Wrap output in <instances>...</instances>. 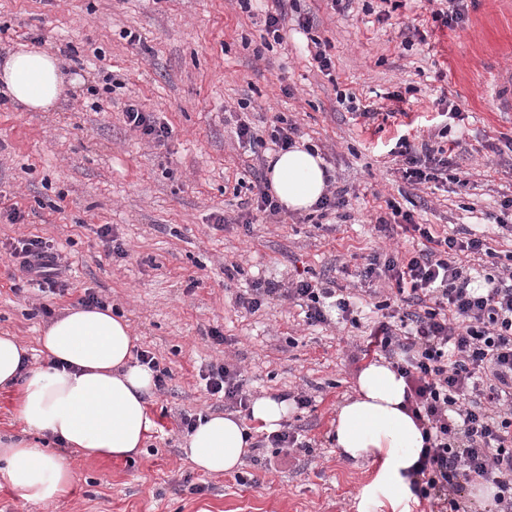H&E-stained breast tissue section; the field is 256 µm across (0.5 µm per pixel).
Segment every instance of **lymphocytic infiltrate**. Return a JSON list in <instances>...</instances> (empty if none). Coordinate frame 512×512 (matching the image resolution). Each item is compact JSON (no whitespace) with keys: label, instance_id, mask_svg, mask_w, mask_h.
Segmentation results:
<instances>
[{"label":"lymphocytic infiltrate","instance_id":"obj_1","mask_svg":"<svg viewBox=\"0 0 512 512\" xmlns=\"http://www.w3.org/2000/svg\"><path fill=\"white\" fill-rule=\"evenodd\" d=\"M391 154L412 184L438 180L452 165L443 148L405 136ZM398 228L418 233L422 249L379 252L359 278L379 282V308L396 300L405 306L398 319L373 323L365 349L394 358L425 426V446L410 472L412 489L429 503L430 512H469L465 486L480 479L496 488L489 512H512V266L492 277L489 287L473 288L457 257L462 252L493 256L482 239L433 236L397 206L375 221L376 231L387 237ZM11 256L49 292L64 291L62 256L41 237L18 239ZM276 295L302 302L311 324L326 322L329 304L345 322L354 312L348 296L324 281L304 278L285 286L255 282L237 302L254 313ZM203 379L210 395L223 396L225 408L248 410L240 372L213 365Z\"/></svg>","mask_w":512,"mask_h":512}]
</instances>
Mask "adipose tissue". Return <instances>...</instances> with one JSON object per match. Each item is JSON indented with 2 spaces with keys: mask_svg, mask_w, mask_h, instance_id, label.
<instances>
[{
  "mask_svg": "<svg viewBox=\"0 0 512 512\" xmlns=\"http://www.w3.org/2000/svg\"><path fill=\"white\" fill-rule=\"evenodd\" d=\"M66 77L48 51L10 53L0 65V89L27 109L48 111L65 89ZM267 178L290 211L311 209L326 190L325 164L304 145L271 155ZM45 366H27L25 347L0 336V391L15 395V414L25 438L0 439V480L26 500L62 498L75 474L62 457L30 442L50 434L85 456L122 459L138 454L156 422L148 409L153 373L134 364V339L124 318L111 309L76 307L52 322L39 338ZM403 377L380 360L366 364L354 396L337 409L335 443L341 454L378 467L360 492V512H412L417 498L410 470L424 446L422 428L405 400ZM288 400L263 397L248 418L215 413L199 417L181 449L200 470L221 475L237 470L250 448L249 426L277 432Z\"/></svg>",
  "mask_w": 512,
  "mask_h": 512,
  "instance_id": "ef3b65f1",
  "label": "adipose tissue"
}]
</instances>
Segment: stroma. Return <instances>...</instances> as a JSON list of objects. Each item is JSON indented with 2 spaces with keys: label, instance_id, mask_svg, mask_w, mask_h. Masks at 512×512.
<instances>
[{
  "label": "stroma",
  "instance_id": "1",
  "mask_svg": "<svg viewBox=\"0 0 512 512\" xmlns=\"http://www.w3.org/2000/svg\"><path fill=\"white\" fill-rule=\"evenodd\" d=\"M272 0H0V62L18 46L52 50L72 83L54 109L0 103V333L17 337L40 364L38 338L51 317L94 291L130 326L137 349L152 352L169 376L149 399L157 423L133 459L92 460L59 448L75 481L45 507L0 486V512H358L359 491L375 464L343 457L329 439L336 409L354 394L365 365L355 355L364 324L381 318L362 294L359 327L308 324L303 310L274 298L256 313L236 302L259 279L288 283L353 274L381 247L419 249V239L382 241L374 222L388 202L437 236L467 230L500 256H468L472 287L512 260V233L494 222L512 198V112L496 111L487 88L496 68H512V0H470L465 24L434 22L427 0H389L387 20L334 12L328 0H297L282 42L265 46ZM310 18L311 31L297 25ZM326 46L333 67L320 72L308 38ZM378 111L352 115L337 92ZM247 110H240V102ZM443 147L455 169L413 188L389 160L399 136L437 134L449 103ZM151 113L171 134L156 142L133 130L128 105ZM269 133L292 120L315 146L334 186L347 189L339 216L315 230L304 213L267 219L252 209L259 150L239 146V113ZM23 215L13 224L9 208ZM109 226L124 256L98 231ZM41 237L64 258L69 292L34 290L10 258L14 239ZM237 264L234 279L224 267ZM47 305L51 316L37 314ZM220 339H213V332ZM242 372L252 397L305 393L287 424L309 451L252 449L238 473L207 475L181 451V414L223 412L201 379L208 366Z\"/></svg>",
  "mask_w": 512,
  "mask_h": 512
}]
</instances>
